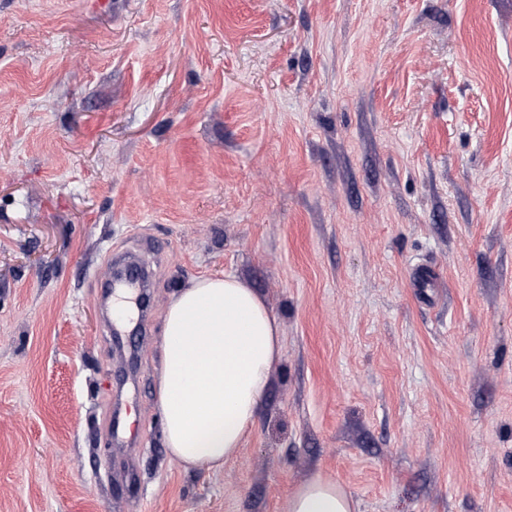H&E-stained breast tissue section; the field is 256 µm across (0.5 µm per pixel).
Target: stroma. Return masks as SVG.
Here are the masks:
<instances>
[{
  "instance_id": "stroma-1",
  "label": "stroma",
  "mask_w": 512,
  "mask_h": 512,
  "mask_svg": "<svg viewBox=\"0 0 512 512\" xmlns=\"http://www.w3.org/2000/svg\"><path fill=\"white\" fill-rule=\"evenodd\" d=\"M162 246L113 322V257ZM283 352L223 470L158 409L191 280ZM512 512V0H0V512ZM283 512H355V503L338 484L315 476L289 495Z\"/></svg>"
}]
</instances>
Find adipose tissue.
Listing matches in <instances>:
<instances>
[{"label": "adipose tissue", "instance_id": "adipose-tissue-1", "mask_svg": "<svg viewBox=\"0 0 512 512\" xmlns=\"http://www.w3.org/2000/svg\"><path fill=\"white\" fill-rule=\"evenodd\" d=\"M283 338L263 299L232 275L190 282L169 299L157 387L165 446L184 468H220L254 430ZM284 512H355L338 484L315 476Z\"/></svg>", "mask_w": 512, "mask_h": 512}]
</instances>
